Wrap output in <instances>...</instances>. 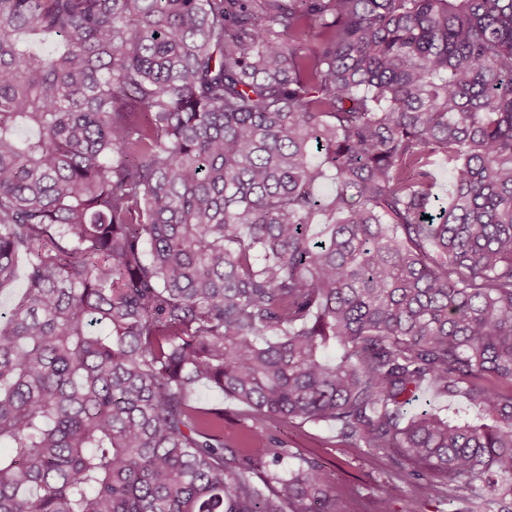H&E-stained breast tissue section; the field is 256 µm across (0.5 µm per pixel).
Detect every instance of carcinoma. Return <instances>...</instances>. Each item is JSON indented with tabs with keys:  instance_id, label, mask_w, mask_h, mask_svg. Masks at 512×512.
<instances>
[{
	"instance_id": "obj_1",
	"label": "carcinoma",
	"mask_w": 512,
	"mask_h": 512,
	"mask_svg": "<svg viewBox=\"0 0 512 512\" xmlns=\"http://www.w3.org/2000/svg\"><path fill=\"white\" fill-rule=\"evenodd\" d=\"M21 260L0 512H340L266 419L512 512V0H0V289ZM189 398L192 404L224 410V444L236 448L246 440L253 421L237 401L224 397V393L207 383L196 385Z\"/></svg>"
}]
</instances>
